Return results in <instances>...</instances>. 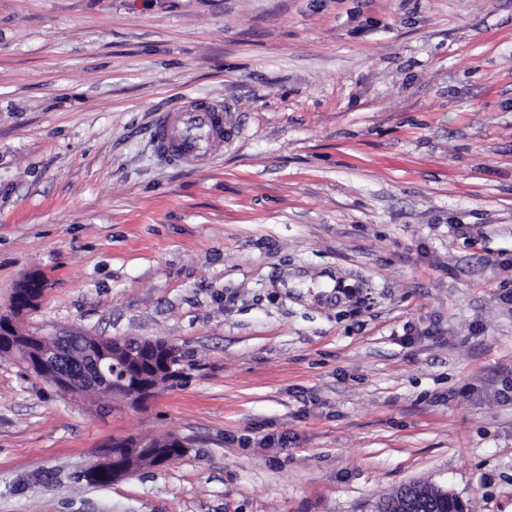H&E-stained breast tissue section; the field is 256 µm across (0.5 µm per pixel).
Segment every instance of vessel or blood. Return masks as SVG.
<instances>
[{"instance_id":"obj_1","label":"vessel or blood","mask_w":512,"mask_h":512,"mask_svg":"<svg viewBox=\"0 0 512 512\" xmlns=\"http://www.w3.org/2000/svg\"><path fill=\"white\" fill-rule=\"evenodd\" d=\"M223 128L222 108L191 104L180 111L177 117L162 114L157 120L154 134L157 145L171 155L174 162L181 163L207 155L210 133Z\"/></svg>"}]
</instances>
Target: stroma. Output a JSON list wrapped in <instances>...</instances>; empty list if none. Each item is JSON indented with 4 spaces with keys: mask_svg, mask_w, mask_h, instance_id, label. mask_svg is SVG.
<instances>
[{
    "mask_svg": "<svg viewBox=\"0 0 512 512\" xmlns=\"http://www.w3.org/2000/svg\"><path fill=\"white\" fill-rule=\"evenodd\" d=\"M188 96L203 168L151 133ZM34 271L27 330L185 375L71 398L0 356V512H512V0H0V309ZM224 134V109L216 105L191 104L178 112L173 136L170 114L163 113L155 125V142L174 162L207 155L212 131ZM86 471H92L100 475L112 478V482L124 479L134 473L132 468H117L112 466V454L102 453L98 459L91 463Z\"/></svg>",
    "mask_w": 512,
    "mask_h": 512,
    "instance_id": "1",
    "label": "stroma"
}]
</instances>
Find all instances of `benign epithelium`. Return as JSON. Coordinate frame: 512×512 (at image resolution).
<instances>
[{
    "label": "benign epithelium",
    "instance_id": "7a95c632",
    "mask_svg": "<svg viewBox=\"0 0 512 512\" xmlns=\"http://www.w3.org/2000/svg\"><path fill=\"white\" fill-rule=\"evenodd\" d=\"M10 316L0 314V348H11L15 339H31L35 349L21 364L32 374L52 377L50 383L66 396L85 393L121 394L135 387L143 393L155 389L167 364L166 340L105 338L68 329L50 335L32 334L22 324L26 302L20 295L8 303ZM88 470L114 481L134 473L132 468L112 466V454L102 453ZM436 512H467L461 499L442 491L433 495Z\"/></svg>",
    "mask_w": 512,
    "mask_h": 512
}]
</instances>
